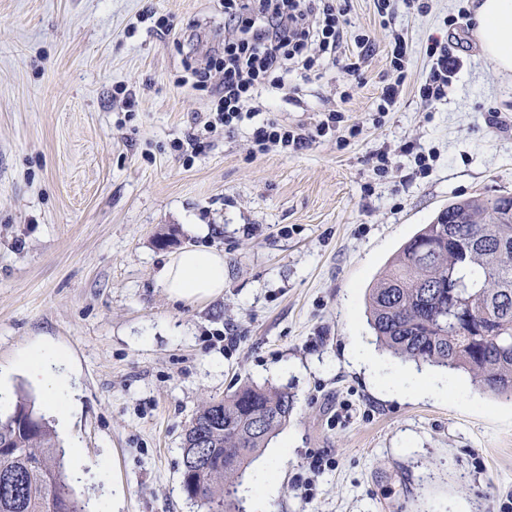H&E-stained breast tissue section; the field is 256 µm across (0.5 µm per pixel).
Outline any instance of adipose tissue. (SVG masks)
Masks as SVG:
<instances>
[{
	"label": "adipose tissue",
	"instance_id": "1",
	"mask_svg": "<svg viewBox=\"0 0 512 512\" xmlns=\"http://www.w3.org/2000/svg\"><path fill=\"white\" fill-rule=\"evenodd\" d=\"M470 9L482 54L500 73H511L512 0H473ZM157 281L175 302L196 303L219 296L224 291V253L216 249H183L162 267ZM349 355L369 372L381 374L383 386L391 395L440 391L439 386L409 373L382 375L379 364L362 343H355ZM65 363L60 350L40 349L20 355L13 366L45 389L48 405L62 420L72 402L71 387L62 372Z\"/></svg>",
	"mask_w": 512,
	"mask_h": 512
}]
</instances>
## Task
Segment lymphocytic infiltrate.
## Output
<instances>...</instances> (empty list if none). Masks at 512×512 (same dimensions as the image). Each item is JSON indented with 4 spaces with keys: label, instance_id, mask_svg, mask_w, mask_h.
<instances>
[{
    "label": "lymphocytic infiltrate",
    "instance_id": "1",
    "mask_svg": "<svg viewBox=\"0 0 512 512\" xmlns=\"http://www.w3.org/2000/svg\"><path fill=\"white\" fill-rule=\"evenodd\" d=\"M350 8L351 0H225L224 26L237 30L238 37L224 43V79L208 131L249 124L257 153L274 148L296 153L344 123L346 116L338 110L323 113L310 127L261 120L266 109L261 91L284 87L288 72L312 69L325 56L342 62L348 76L359 77L371 43L368 35L351 30ZM391 44L396 78L378 97L376 110L382 115L395 110L406 79V38L393 33ZM427 52L431 66L419 96L439 100L447 96L461 64L440 43H432Z\"/></svg>",
    "mask_w": 512,
    "mask_h": 512
}]
</instances>
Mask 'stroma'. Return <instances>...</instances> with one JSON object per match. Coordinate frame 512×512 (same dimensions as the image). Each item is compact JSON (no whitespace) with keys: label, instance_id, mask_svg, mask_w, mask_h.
Returning <instances> with one entry per match:
<instances>
[{"label":"stroma","instance_id":"35a3bbf8","mask_svg":"<svg viewBox=\"0 0 512 512\" xmlns=\"http://www.w3.org/2000/svg\"><path fill=\"white\" fill-rule=\"evenodd\" d=\"M427 3L384 26L374 0H353L372 43L360 77L324 60L273 98L272 120L339 110L360 135L255 155L251 126L203 130L223 74L197 83L196 38L223 40L224 0H0V365L40 344L67 354L75 409L56 433L83 451L71 484L88 512H199L181 486L185 427L246 382L295 400L246 470L275 463L270 512L512 504V400L393 357L365 316L369 284L449 200L512 194V74L482 55L468 0ZM394 30L406 89L380 119ZM433 38L461 69L426 103ZM409 141L435 152L429 175L400 152ZM188 247L223 250V294L186 304L158 286ZM358 339L447 394L389 395L350 359Z\"/></svg>","mask_w":512,"mask_h":512}]
</instances>
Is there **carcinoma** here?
Masks as SVG:
<instances>
[{
  "mask_svg": "<svg viewBox=\"0 0 512 512\" xmlns=\"http://www.w3.org/2000/svg\"><path fill=\"white\" fill-rule=\"evenodd\" d=\"M366 310L391 354L466 372L512 398V196L448 202L367 288ZM293 409L288 392L250 382L202 405L183 441L186 496L202 512H243L235 480ZM63 458L34 400L0 416V512H85Z\"/></svg>",
  "mask_w": 512,
  "mask_h": 512,
  "instance_id": "cac0c4a2",
  "label": "carcinoma"
}]
</instances>
